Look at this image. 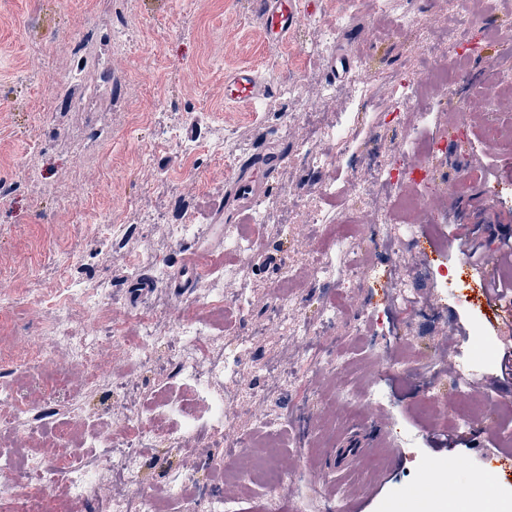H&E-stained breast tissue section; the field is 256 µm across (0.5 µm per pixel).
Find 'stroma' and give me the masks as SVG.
<instances>
[{
  "mask_svg": "<svg viewBox=\"0 0 512 512\" xmlns=\"http://www.w3.org/2000/svg\"><path fill=\"white\" fill-rule=\"evenodd\" d=\"M98 3L0 0V389L17 388L22 404L39 402L42 433L34 439L19 425L0 440L53 458L68 409L54 396L59 389L76 397L83 424L103 442L144 401L185 397L183 381L158 370L168 346L133 365L106 338L113 321L132 330L159 308L173 320L206 317L217 282L224 334L248 374L224 378L223 417L210 400L199 403L198 437L144 450L143 487L160 490L186 476L197 497L220 495L233 512H263L267 490L250 484L241 462L256 456L249 443L266 422L282 446L275 466L285 512H386L410 501L418 512H446L447 491L415 496L447 470L428 438L434 424L454 428L465 409L490 419L496 446L512 435V381L492 402L484 390L460 387L459 351L448 344L461 327L463 343L490 342L499 356L512 349V306H485L483 268H463L462 221L451 208L463 195L493 191L498 204L484 211L475 236L490 252L512 233V151L489 138L512 128V0H481L469 26L460 22L466 0H300L299 24L282 42L256 20L254 0H112L108 32L97 25ZM339 15L343 23L326 33ZM340 54L351 71L336 81L330 66ZM242 66L271 86L265 104L225 99V74ZM440 68L447 84L432 79ZM104 69L111 111H80ZM410 74L425 79L421 96L408 97L401 79ZM287 86L294 95H284ZM194 112L203 115L195 128ZM315 137L327 158L320 167L298 152ZM243 178L291 221L268 226L238 278L223 279L224 244L238 234L225 205ZM357 183L367 186L363 196ZM405 190L419 196L420 210L379 224L380 210ZM190 201L195 233L171 238V222L187 218ZM146 212L155 222L145 230ZM417 223L440 240L433 256L406 240V225ZM326 224L358 225L355 248L332 246ZM147 251L156 267L131 275ZM319 258L330 280L314 274ZM358 264L369 272L349 284ZM286 267L296 272L293 306L280 316L276 290ZM402 277L415 290L409 306L394 296ZM141 278L153 288L130 301ZM242 279L253 288L240 302ZM90 297L109 309L94 324ZM298 319L317 325V334L293 335ZM92 334L102 340L96 368L104 384L86 388L55 339ZM328 351L345 360L333 372L319 364ZM282 372L292 385L258 397ZM374 408L391 422L399 457L381 480L367 453L350 473L330 476V450L347 429H369ZM456 450L471 460L456 477L464 498L495 455L467 440Z\"/></svg>",
  "mask_w": 512,
  "mask_h": 512,
  "instance_id": "obj_1",
  "label": "stroma"
}]
</instances>
